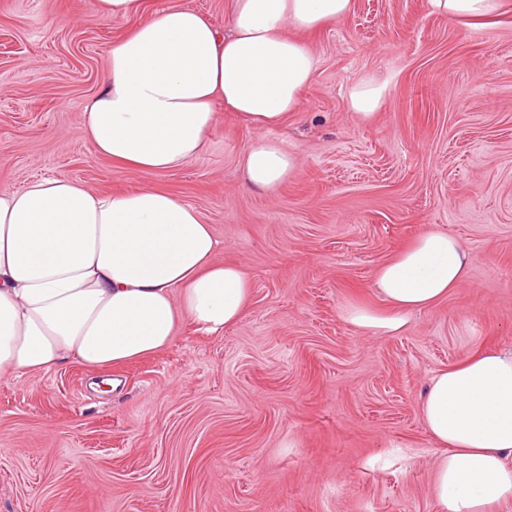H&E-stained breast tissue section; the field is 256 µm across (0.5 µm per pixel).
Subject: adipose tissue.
Masks as SVG:
<instances>
[{"label":"adipose tissue","instance_id":"obj_1","mask_svg":"<svg viewBox=\"0 0 512 512\" xmlns=\"http://www.w3.org/2000/svg\"><path fill=\"white\" fill-rule=\"evenodd\" d=\"M452 20L496 18L505 0H427ZM107 19H136L112 45L104 88L83 129L98 154L141 173L183 167L203 151L216 102L257 129L239 164L245 189L270 192L300 160L270 137L301 108L315 59L302 34L349 15L353 0H232L217 29L181 0L140 21L143 0H96ZM385 85L365 77L347 107L367 119ZM199 212L150 186L110 194L64 178L0 190V373L18 376L74 359L122 366L165 348L181 320L216 333L252 298L237 266L218 263ZM472 255L457 238L423 231L373 279L381 307L353 304L345 321L402 331L466 279ZM437 447L434 512H512V348L478 347L429 380L419 400Z\"/></svg>","mask_w":512,"mask_h":512}]
</instances>
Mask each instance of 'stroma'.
I'll use <instances>...</instances> for the list:
<instances>
[{
    "instance_id": "stroma-1",
    "label": "stroma",
    "mask_w": 512,
    "mask_h": 512,
    "mask_svg": "<svg viewBox=\"0 0 512 512\" xmlns=\"http://www.w3.org/2000/svg\"><path fill=\"white\" fill-rule=\"evenodd\" d=\"M130 27L95 0H0V189H163L211 224L216 261L247 271L251 304L118 368L0 376V512H433L420 394L475 346L512 348V11L465 24L427 0H353L304 35L314 75L272 132L301 167L271 193L242 187L255 132L220 104L180 169L96 152L84 108ZM366 75L387 90L362 121L345 97ZM428 228L471 251L467 280L400 334L347 323Z\"/></svg>"
}]
</instances>
